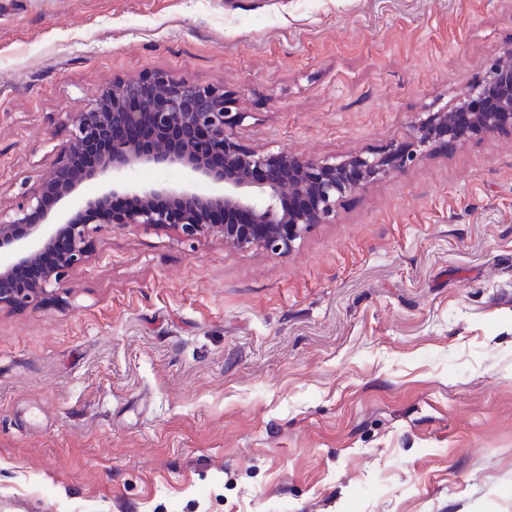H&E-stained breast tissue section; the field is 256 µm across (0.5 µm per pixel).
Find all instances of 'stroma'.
<instances>
[{
  "instance_id": "obj_1",
  "label": "stroma",
  "mask_w": 512,
  "mask_h": 512,
  "mask_svg": "<svg viewBox=\"0 0 512 512\" xmlns=\"http://www.w3.org/2000/svg\"><path fill=\"white\" fill-rule=\"evenodd\" d=\"M512 0H0V205L112 79L223 86L243 144L407 142ZM0 512H512V133L432 151L288 254L105 229L0 310Z\"/></svg>"
}]
</instances>
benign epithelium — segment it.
Here are the masks:
<instances>
[{"label": "benign epithelium", "mask_w": 512, "mask_h": 512, "mask_svg": "<svg viewBox=\"0 0 512 512\" xmlns=\"http://www.w3.org/2000/svg\"><path fill=\"white\" fill-rule=\"evenodd\" d=\"M221 86L164 70L118 78L97 89L71 118L66 143L55 150L49 173L20 202L0 208V250L11 260L0 268V309L38 308L72 270L88 260L92 236L108 227H172L187 239L217 238L241 249L284 254L315 224H327L337 207L371 182L477 136L512 131V53L505 52L454 107L413 128L410 142L341 160L306 158L250 148L236 127L244 113ZM176 166L181 184L140 183L143 167ZM97 180L103 191L53 214L46 199L71 200L78 186ZM135 204L112 210V197ZM245 213L246 224L218 222L217 213ZM55 262L30 282L18 274Z\"/></svg>", "instance_id": "obj_1"}]
</instances>
